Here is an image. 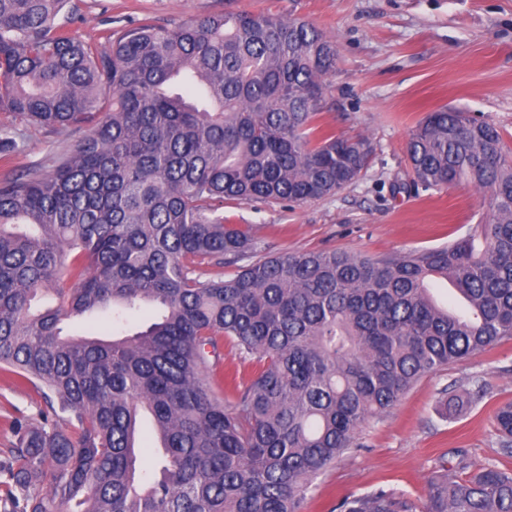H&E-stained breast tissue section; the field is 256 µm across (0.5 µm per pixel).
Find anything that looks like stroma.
I'll return each instance as SVG.
<instances>
[{
	"label": "stroma",
	"mask_w": 512,
	"mask_h": 512,
	"mask_svg": "<svg viewBox=\"0 0 512 512\" xmlns=\"http://www.w3.org/2000/svg\"><path fill=\"white\" fill-rule=\"evenodd\" d=\"M73 30L97 45L104 29L151 18L173 26L216 12L248 11L295 18L333 40L336 70L326 79L318 122L348 138L369 139L367 168L336 194L305 203L235 204L228 222L247 226L262 252L329 249L369 257L440 247L481 221V195L458 185L441 191L400 192L411 178L406 146L415 126L443 106L494 123L512 148V0H69ZM19 135L5 172L51 170L74 144L68 130L30 124L0 112V128ZM483 387V399L470 392ZM457 398L445 412L447 396ZM512 401V339L448 364L419 379L390 409L367 420L357 445L319 476L303 512H333L349 495L394 488L424 497L455 450L473 466L493 463L512 472L493 420ZM43 393L0 369V449L15 440L13 423L37 418Z\"/></svg>",
	"instance_id": "stroma-1"
}]
</instances>
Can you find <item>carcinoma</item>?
<instances>
[{
  "instance_id": "cac0c4a2",
  "label": "carcinoma",
  "mask_w": 512,
  "mask_h": 512,
  "mask_svg": "<svg viewBox=\"0 0 512 512\" xmlns=\"http://www.w3.org/2000/svg\"><path fill=\"white\" fill-rule=\"evenodd\" d=\"M65 3L0 0V112L89 129L51 173L0 181V368L46 400L0 450V512H303L367 418L512 339V151L494 124L437 109L409 138L403 190L470 185L483 223L382 258L262 255L224 201L319 199L372 153L315 123L334 42L228 11L110 29L98 47L70 31ZM212 265L235 270L208 278ZM437 279L462 310L436 302ZM146 306L158 316L131 335H62L67 318L108 311L116 326ZM226 341L258 364L248 382L219 376ZM494 422L512 455L511 401ZM458 457L422 505L379 488L338 512H512V473Z\"/></svg>"
}]
</instances>
